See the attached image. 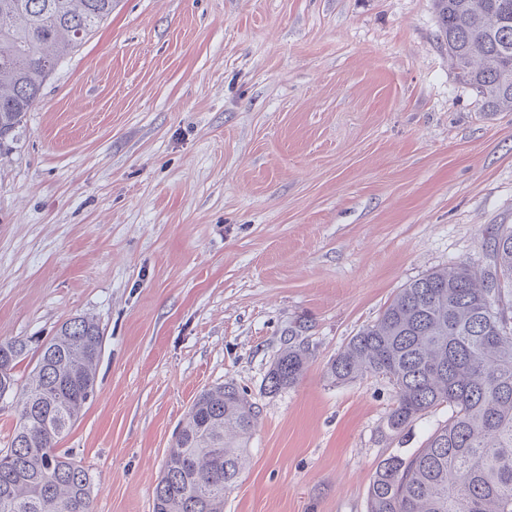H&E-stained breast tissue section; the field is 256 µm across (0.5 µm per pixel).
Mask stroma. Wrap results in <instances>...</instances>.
<instances>
[{
	"mask_svg": "<svg viewBox=\"0 0 512 512\" xmlns=\"http://www.w3.org/2000/svg\"><path fill=\"white\" fill-rule=\"evenodd\" d=\"M512 226V112L458 77L433 0H114L0 155V341L104 332L96 389L60 441L94 512H152L205 388L260 408L224 512H367L393 389L326 366L401 288L486 269ZM298 385L265 393L288 330Z\"/></svg>",
	"mask_w": 512,
	"mask_h": 512,
	"instance_id": "1",
	"label": "stroma"
}]
</instances>
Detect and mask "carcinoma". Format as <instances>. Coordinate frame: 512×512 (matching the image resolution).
Returning a JSON list of instances; mask_svg holds the SVG:
<instances>
[{
  "instance_id": "cac0c4a2",
  "label": "carcinoma",
  "mask_w": 512,
  "mask_h": 512,
  "mask_svg": "<svg viewBox=\"0 0 512 512\" xmlns=\"http://www.w3.org/2000/svg\"><path fill=\"white\" fill-rule=\"evenodd\" d=\"M113 0H0V151L20 141L51 66L112 14ZM439 36L488 112H512V0H435ZM491 270H434L400 289L327 364L336 383L381 376L391 436L446 404L448 422L376 468L368 512H512V229L489 238ZM288 330L265 387L297 385L309 351ZM103 332L75 316L44 342L0 452V512H93L87 470L57 445L94 393ZM24 339L0 341V399L16 392ZM258 407L232 380L199 393L179 425L153 512H224L249 464Z\"/></svg>"
}]
</instances>
